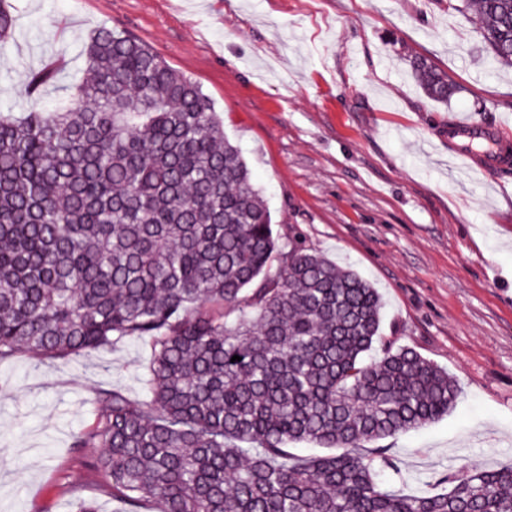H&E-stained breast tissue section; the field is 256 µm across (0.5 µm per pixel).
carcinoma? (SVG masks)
<instances>
[{
	"label": "carcinoma",
	"mask_w": 512,
	"mask_h": 512,
	"mask_svg": "<svg viewBox=\"0 0 512 512\" xmlns=\"http://www.w3.org/2000/svg\"><path fill=\"white\" fill-rule=\"evenodd\" d=\"M448 9L479 17L488 69L512 66V0ZM13 30L0 0V51ZM84 57L69 105L0 113V362L150 339L144 396L97 393L75 440L112 498L162 512H512V466L462 467L431 495L382 487L393 463L366 448L447 415L455 379L410 347L384 342L366 360L379 292L302 237L279 241L195 81L108 27ZM406 62L448 104V73ZM59 70L30 71L24 96ZM299 442L329 453L297 456Z\"/></svg>",
	"instance_id": "carcinoma-1"
}]
</instances>
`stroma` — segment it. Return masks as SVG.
<instances>
[{
	"instance_id": "35a3bbf8",
	"label": "stroma",
	"mask_w": 512,
	"mask_h": 512,
	"mask_svg": "<svg viewBox=\"0 0 512 512\" xmlns=\"http://www.w3.org/2000/svg\"><path fill=\"white\" fill-rule=\"evenodd\" d=\"M0 112L20 111L30 70L66 98L82 50L109 27L196 81L263 189L280 238L353 269L384 303L382 336L455 377L442 419L381 440L387 488L439 490L442 474L512 466V170L486 174L448 149L468 115L512 141V70L488 72L477 19L448 0H9ZM425 55L457 92L429 100L407 72ZM145 339L68 360L0 363V512H131L102 493L74 436L101 390L143 395ZM59 70V63L51 61L38 69L30 71L24 86V96L30 100H37L42 90L54 82Z\"/></svg>"
}]
</instances>
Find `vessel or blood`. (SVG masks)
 <instances>
[{
  "label": "vessel or blood",
  "mask_w": 512,
  "mask_h": 512,
  "mask_svg": "<svg viewBox=\"0 0 512 512\" xmlns=\"http://www.w3.org/2000/svg\"><path fill=\"white\" fill-rule=\"evenodd\" d=\"M448 146L461 160L483 170L512 166V143L494 125L449 119Z\"/></svg>",
  "instance_id": "obj_1"
}]
</instances>
